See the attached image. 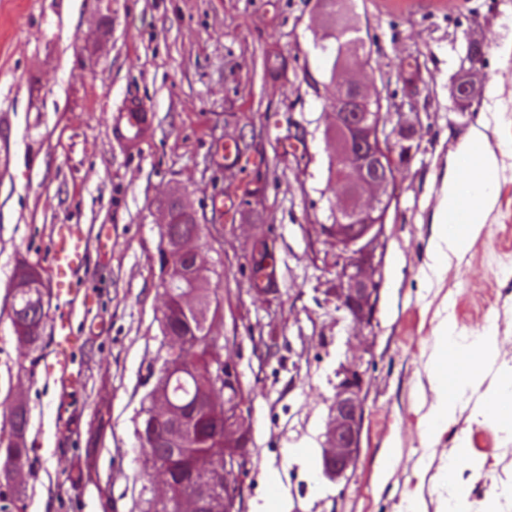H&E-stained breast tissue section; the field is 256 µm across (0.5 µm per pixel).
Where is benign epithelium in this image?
Listing matches in <instances>:
<instances>
[{
    "instance_id": "7a95c632",
    "label": "benign epithelium",
    "mask_w": 512,
    "mask_h": 512,
    "mask_svg": "<svg viewBox=\"0 0 512 512\" xmlns=\"http://www.w3.org/2000/svg\"><path fill=\"white\" fill-rule=\"evenodd\" d=\"M364 117L354 124H347L344 113H331L330 126L334 130L345 128L348 141L341 149L345 162L351 169L365 173L368 166L378 169L379 177L369 181L365 189L374 193V201L362 203L358 196L346 199L336 209L337 221L323 224L324 235L334 240L336 246L335 288L329 295L337 307L350 317L355 329L369 327L377 311L380 283L375 280L376 252L381 245L384 226L395 199L397 168L407 164L414 156L413 138L415 123L401 120L388 128L391 113L383 111L380 98L364 97ZM192 250L187 243L179 251L164 244L159 248L157 263L165 283H176L182 270L183 258ZM194 304L187 296L166 294L165 312L169 318H185ZM178 345L188 348L209 346V359L220 353V346L209 332L202 336H180ZM197 373V363L192 357H182L161 374L157 396L167 393L166 381L173 370ZM363 373L347 368L336 384V392L326 424L323 473L331 481L342 477L357 459L363 424ZM214 389L224 388V396L215 398L208 390L195 404L177 411L172 405L162 414H152L140 430V443L150 448L159 438L171 445L169 454L157 461L168 478L169 492L162 501L177 512L185 503L193 505L195 512H238L242 484L229 476L247 473L250 435L246 430L247 415L244 399L237 389L241 387L235 367L224 362L220 379L212 380ZM206 437L210 441L224 439V458L210 462L202 470V479L195 477V467L189 464L181 449L173 446L176 438Z\"/></svg>"
}]
</instances>
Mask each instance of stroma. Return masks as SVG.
I'll list each match as a JSON object with an SVG mask.
<instances>
[{
	"label": "stroma",
	"mask_w": 512,
	"mask_h": 512,
	"mask_svg": "<svg viewBox=\"0 0 512 512\" xmlns=\"http://www.w3.org/2000/svg\"><path fill=\"white\" fill-rule=\"evenodd\" d=\"M371 53L359 78L393 112L419 115L420 145L397 175L375 277L371 327L329 296L336 248L320 231L337 201L328 183L329 62L317 0H0V402L29 411L22 512H137L161 495L136 430L165 350L163 289L154 261L162 204L181 199L203 228L213 335L237 367L251 443L244 512H445L457 463L466 512H512V427L483 396L512 369V0H444L439 8L384 11L356 0ZM484 45L473 71L484 103L452 112L448 91L465 56L463 32ZM423 64L415 87L398 77ZM283 58L272 77L266 58ZM154 114L139 150L119 144L112 115L127 95ZM484 130L499 162L497 199L464 257L429 268L433 214L459 144ZM248 145L238 164L219 148ZM263 191L250 203L244 187ZM232 196L226 221L211 201ZM82 225L91 250L83 305L53 295L45 336L68 316L83 337L82 388L62 397L47 351L28 354L10 317L16 266L47 267L54 225ZM270 240L272 286L251 288L254 236ZM451 320L468 340L492 331L493 363L456 418L434 439L422 418L436 329ZM364 375L360 451L345 477L323 475V443L338 373ZM467 456L458 459L459 446Z\"/></svg>",
	"instance_id": "stroma-1"
}]
</instances>
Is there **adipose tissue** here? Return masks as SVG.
Wrapping results in <instances>:
<instances>
[{"label":"adipose tissue","instance_id":"1","mask_svg":"<svg viewBox=\"0 0 512 512\" xmlns=\"http://www.w3.org/2000/svg\"><path fill=\"white\" fill-rule=\"evenodd\" d=\"M498 160L484 146L482 133H473L459 147L444 179V190L433 215L435 233L429 258L441 266L450 257L464 255L482 230L497 192ZM436 356L431 364L435 400L425 416V433L433 437L453 421L460 393L472 385L471 361L493 357L497 339L485 333L471 341L460 340L452 321L437 329Z\"/></svg>","mask_w":512,"mask_h":512}]
</instances>
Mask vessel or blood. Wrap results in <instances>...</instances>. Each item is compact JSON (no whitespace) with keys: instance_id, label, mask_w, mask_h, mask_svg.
I'll return each mask as SVG.
<instances>
[{"instance_id":"vessel-or-blood-1","label":"vessel or blood","mask_w":512,"mask_h":512,"mask_svg":"<svg viewBox=\"0 0 512 512\" xmlns=\"http://www.w3.org/2000/svg\"><path fill=\"white\" fill-rule=\"evenodd\" d=\"M112 130L127 147H137L152 130L149 109L137 98H129L123 109L112 117ZM89 248V239L75 224L55 225L50 249V268L59 293L79 298L81 291L75 286ZM82 337L76 336L67 323H60L52 341V367L65 387H72L77 379L72 365L76 351L82 346Z\"/></svg>"}]
</instances>
